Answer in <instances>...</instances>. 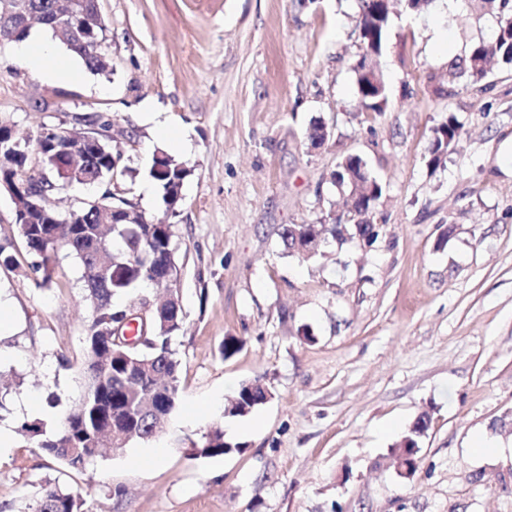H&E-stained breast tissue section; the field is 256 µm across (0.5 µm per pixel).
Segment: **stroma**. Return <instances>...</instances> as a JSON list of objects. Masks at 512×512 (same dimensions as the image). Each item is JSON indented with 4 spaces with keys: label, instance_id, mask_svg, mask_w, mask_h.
I'll return each instance as SVG.
<instances>
[{
    "label": "stroma",
    "instance_id": "obj_1",
    "mask_svg": "<svg viewBox=\"0 0 512 512\" xmlns=\"http://www.w3.org/2000/svg\"><path fill=\"white\" fill-rule=\"evenodd\" d=\"M98 4L111 73L51 81L1 46L0 119L22 138L53 127L115 144L122 196L152 217L166 210L149 175L166 145L144 107L189 132L191 149L174 155L189 171L172 220L179 404L159 436L83 471L23 436L25 423L56 431L77 398L89 311L67 251L37 285L1 192L0 244L14 247L0 262V424L15 445L0 460V512H23L49 482L94 512H512V66L478 82L447 75L451 57L492 37L495 16L469 14L466 0L395 12L381 58L389 102L376 113L354 73L358 0ZM452 116L461 138L430 167L433 133ZM350 155L383 184L377 241L284 255L283 226L346 215L331 175ZM228 337L242 347L225 358ZM255 379L271 399L225 415ZM423 416L418 468L400 477L391 450ZM218 420L230 451L189 455ZM478 437L494 451H473ZM146 447L164 460L137 462Z\"/></svg>",
    "mask_w": 512,
    "mask_h": 512
}]
</instances>
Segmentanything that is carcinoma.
Segmentation results:
<instances>
[{
  "mask_svg": "<svg viewBox=\"0 0 512 512\" xmlns=\"http://www.w3.org/2000/svg\"><path fill=\"white\" fill-rule=\"evenodd\" d=\"M55 0H16L24 14L42 18V26L58 45L78 57L85 67L96 74L111 72L110 62L101 55L100 42L105 26L98 0H74V6L64 15L54 9ZM482 8L495 15L497 28L489 40L473 43L468 51L448 62V78L467 75L482 79L489 62L497 60L512 65V0H476ZM391 26L390 5L377 0H361L357 27L362 54L354 67L356 84L365 108L383 112L388 103V87L382 71L371 80L365 74L366 60L378 64L385 53ZM30 27L13 18L0 15V37L19 42L29 35ZM462 125L454 117L434 131L429 163L438 166L454 150ZM87 168L83 171L86 184L67 173L68 161L52 153L42 156V169L49 173L64 172L58 178L63 189L92 187L111 182L120 157L113 155L112 145L98 151L86 145ZM339 183L353 198L351 216H361L362 200L373 207L383 195V185L368 170L353 167L349 158L337 166ZM151 177L163 190V199L171 215H177L179 202L171 198L180 188L187 169L171 156H155ZM55 211L49 198L35 200L28 209V224L22 238L31 268L40 274L38 285L51 283L54 259L65 249L77 259L83 269L84 299L90 305V325L84 339L83 371L79 395L73 407L64 415L59 428L48 435L35 426L24 425L21 431L32 439L47 456L72 469H84L102 451L112 449V432L126 442L146 440L160 433L179 401L181 359L172 341L183 327V310L168 309L156 313L150 326L151 343L137 348L127 347L110 335L112 327L126 319L129 311L116 307L113 297L148 283L155 292L168 294L172 283L164 279L167 268L174 264L171 249L172 224L138 214L133 224H114L110 228L98 223L91 215H83L75 224H49L47 214ZM376 225L368 221L356 224H290L280 233L283 251L296 254L297 236L322 235L343 242L357 232L376 239ZM427 428V420L419 419L394 449L399 456L405 448L416 444V437ZM196 456L212 458L227 453L224 445V425L213 423L198 441L191 442ZM27 512H92L79 495L57 485L47 484L26 506Z\"/></svg>",
  "mask_w": 512,
  "mask_h": 512,
  "instance_id": "carcinoma-1",
  "label": "carcinoma"
}]
</instances>
